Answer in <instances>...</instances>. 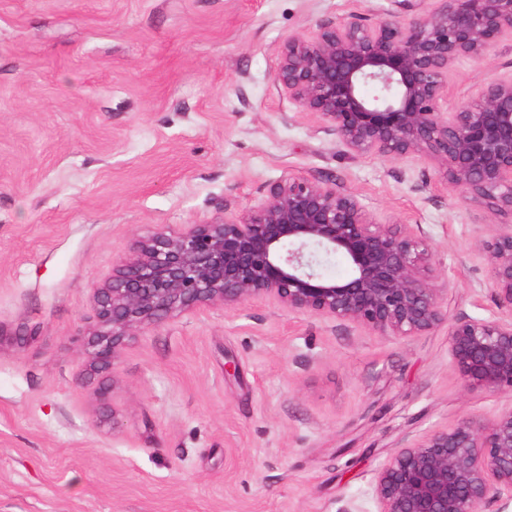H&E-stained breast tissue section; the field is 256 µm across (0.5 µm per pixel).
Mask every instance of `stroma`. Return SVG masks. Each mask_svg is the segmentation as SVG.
<instances>
[{
  "mask_svg": "<svg viewBox=\"0 0 512 512\" xmlns=\"http://www.w3.org/2000/svg\"><path fill=\"white\" fill-rule=\"evenodd\" d=\"M392 8L0 0V512H372L403 440L512 403L465 390L447 327L395 342L266 302L174 316L111 371L86 355L91 290L134 234L259 204L288 170L422 225L449 317L496 313L472 250L490 213L433 164L346 153L274 82L289 35ZM509 75L510 40L460 61L444 111Z\"/></svg>",
  "mask_w": 512,
  "mask_h": 512,
  "instance_id": "obj_1",
  "label": "stroma"
}]
</instances>
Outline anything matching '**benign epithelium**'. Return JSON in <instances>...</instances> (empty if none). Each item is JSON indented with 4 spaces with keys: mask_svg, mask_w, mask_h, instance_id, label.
Returning a JSON list of instances; mask_svg holds the SVG:
<instances>
[{
    "mask_svg": "<svg viewBox=\"0 0 512 512\" xmlns=\"http://www.w3.org/2000/svg\"><path fill=\"white\" fill-rule=\"evenodd\" d=\"M438 2L411 18L392 13L366 24L352 14L290 35L274 81L301 118L335 131L348 152L428 160L464 202L497 219L472 250L487 264L499 313L449 317L450 284L421 225L380 223L356 194L289 171L259 205L177 232L134 235L112 276L93 289V368L114 367L126 337L176 314L265 300L392 341L446 323L465 390L512 391V75L480 85L453 112L441 109L448 71L462 59L488 58L512 37V0ZM311 245L343 256L347 278H323ZM371 486L375 512H505L512 404L405 440Z\"/></svg>",
    "mask_w": 512,
    "mask_h": 512,
    "instance_id": "1",
    "label": "benign epithelium"
}]
</instances>
